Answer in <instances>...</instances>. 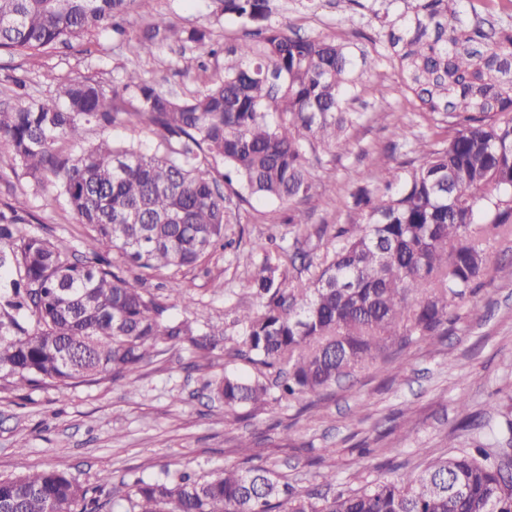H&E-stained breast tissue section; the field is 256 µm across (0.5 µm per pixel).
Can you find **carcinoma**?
Segmentation results:
<instances>
[{
	"label": "carcinoma",
	"mask_w": 512,
	"mask_h": 512,
	"mask_svg": "<svg viewBox=\"0 0 512 512\" xmlns=\"http://www.w3.org/2000/svg\"><path fill=\"white\" fill-rule=\"evenodd\" d=\"M133 0H0V55H28L80 33L124 30L114 20ZM256 25L258 40L225 50L224 77L188 97L174 96L128 68L107 92L93 80L64 84L54 97L0 110V143L21 174H50L94 241L107 248L72 257L38 235L13 238L28 222L24 203L0 211V267L12 280L0 310V379L66 388L134 374L159 343L207 348L212 333L167 307L115 266L109 251L147 270L198 268L226 239L229 205L275 200L301 230L316 196L310 159L346 149L364 114L347 111L357 67L376 58L344 43L289 33L266 23L268 0H219ZM462 0H416L381 22L406 91L419 110L447 124L441 140H416L414 157L351 185V223L334 228L318 261L281 249L253 277L256 305L237 315L232 350L257 366L206 382L233 410L266 405L271 389L304 399L376 361L395 342L448 335L452 307L494 264L489 238L512 228V26L474 16ZM166 17L138 38L140 49L173 41ZM186 41L219 47L195 28ZM136 103L123 112L124 99ZM143 122L164 133V149L108 140L72 156L86 125ZM307 260L308 277L287 265ZM32 321L33 329L23 327ZM68 472L49 468L0 476V512H512V457L461 449L418 474L349 492L295 493L265 465L226 469L212 479L186 472L129 486L123 504L101 499Z\"/></svg>",
	"instance_id": "obj_1"
}]
</instances>
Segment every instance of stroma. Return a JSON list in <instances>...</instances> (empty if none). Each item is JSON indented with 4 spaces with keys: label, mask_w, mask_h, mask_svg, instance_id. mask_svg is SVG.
I'll return each instance as SVG.
<instances>
[{
    "label": "stroma",
    "mask_w": 512,
    "mask_h": 512,
    "mask_svg": "<svg viewBox=\"0 0 512 512\" xmlns=\"http://www.w3.org/2000/svg\"><path fill=\"white\" fill-rule=\"evenodd\" d=\"M268 22L302 36L349 44L378 56L377 65L357 82L351 111L364 120L349 131L348 150L313 166L318 185L304 235L285 224V208L257 203L233 211L227 236L233 245L217 250L208 273L182 269L142 271L127 266V276H143L145 286L169 304L170 317L207 323L220 346L198 350L183 344L152 356L132 377L103 378L65 390L43 384L15 387L0 380V474L17 475L57 467L85 486L111 474L110 494L124 496L136 479L187 471L199 476L246 467L238 444L248 439L260 462L288 480L299 494L323 489L326 473L335 487L351 490L374 480L417 473L459 449H507L506 422L512 419V234L487 241L499 262L471 295L455 304L443 342L412 338L393 345L376 362L302 403L281 400L264 407L224 409L211 401L206 380L231 371L254 374L253 365L229 350L237 338L238 307L252 304L249 282L273 245H299L321 257L332 244L335 225L347 223L339 202L351 184L373 178L378 167L409 158L406 140L446 136L422 118L408 99L393 62L379 40L375 10L397 16L411 0H269ZM177 27H203L214 42L231 46L245 38L249 25L221 13L217 0H135L124 16L125 36L109 32L71 39L69 48L32 57H0V109L46 99L57 81L91 79L111 88L124 69L137 68L167 91L185 96L222 77L223 56H209L193 44L173 42L145 52L137 38L157 17ZM28 78L17 97L8 74ZM405 139H397V131ZM163 148L160 133L143 124L107 129L86 126L80 143L66 150L80 154L101 140ZM54 178H25L11 152L0 146V210L22 200L32 220L12 225L14 237L40 235L80 255L92 242L57 199ZM177 279L194 300L191 310L174 305L169 281ZM223 281V289L212 287Z\"/></svg>",
    "instance_id": "1"
}]
</instances>
